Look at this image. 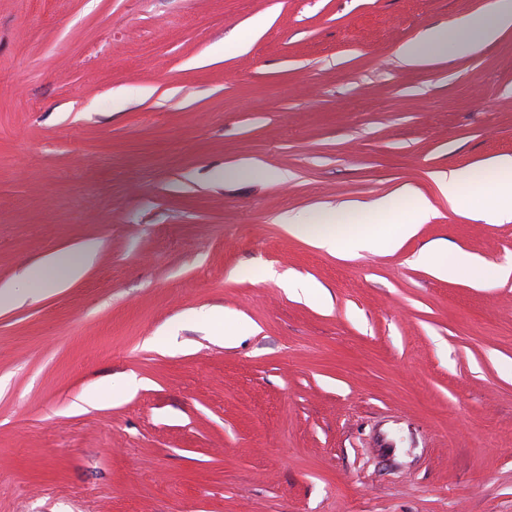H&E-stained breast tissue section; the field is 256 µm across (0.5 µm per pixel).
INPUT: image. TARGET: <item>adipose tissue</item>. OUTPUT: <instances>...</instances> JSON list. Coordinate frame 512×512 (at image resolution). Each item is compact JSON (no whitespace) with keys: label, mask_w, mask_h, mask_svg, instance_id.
I'll return each instance as SVG.
<instances>
[{"label":"adipose tissue","mask_w":512,"mask_h":512,"mask_svg":"<svg viewBox=\"0 0 512 512\" xmlns=\"http://www.w3.org/2000/svg\"><path fill=\"white\" fill-rule=\"evenodd\" d=\"M511 30L512 0H493L490 8L473 12L459 23L425 30L408 41L400 55L408 63L444 57L451 52L493 43ZM487 168L491 173L486 180L488 200L481 212L512 219V156L497 157L488 162ZM476 177V170L452 168L435 178V196L412 188L379 198L369 208L385 218L381 235H359L355 238L356 243L369 250H395L403 238L415 233L419 224L436 215L433 199L437 196L447 204L451 213L474 217L476 212L466 188ZM92 255L89 248L78 254L63 252L50 265L29 270L24 295L0 294V308L14 306L25 296L39 297L81 277Z\"/></svg>","instance_id":"adipose-tissue-1"}]
</instances>
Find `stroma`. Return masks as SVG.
<instances>
[{"label": "stroma", "instance_id": "1", "mask_svg": "<svg viewBox=\"0 0 512 512\" xmlns=\"http://www.w3.org/2000/svg\"><path fill=\"white\" fill-rule=\"evenodd\" d=\"M485 2L0 0V291L96 246L0 310V512H512V220L282 224L512 156V32L400 58ZM93 247L88 246L81 254L62 252L45 267L29 270L26 273L24 294H0V308H9L27 298H36L52 288H62L70 281L82 276L93 255ZM424 258L431 262L439 277L478 276V263L469 255L458 254L454 260L449 262L448 259H443L435 253H428Z\"/></svg>", "mask_w": 512, "mask_h": 512}]
</instances>
